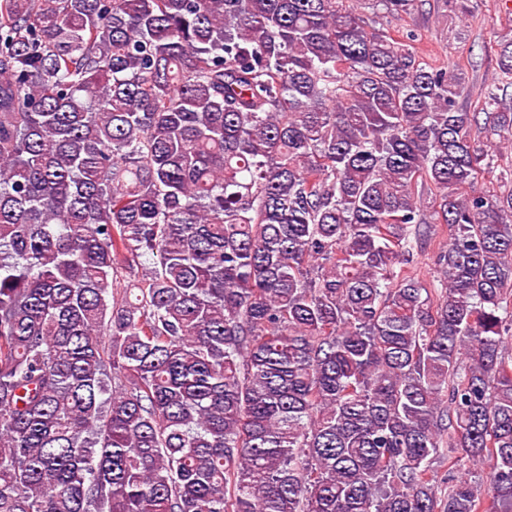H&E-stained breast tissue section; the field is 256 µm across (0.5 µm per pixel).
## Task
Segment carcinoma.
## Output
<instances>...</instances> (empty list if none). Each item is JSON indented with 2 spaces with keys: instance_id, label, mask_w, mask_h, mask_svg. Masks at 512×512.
<instances>
[{
  "instance_id": "carcinoma-1",
  "label": "carcinoma",
  "mask_w": 512,
  "mask_h": 512,
  "mask_svg": "<svg viewBox=\"0 0 512 512\" xmlns=\"http://www.w3.org/2000/svg\"><path fill=\"white\" fill-rule=\"evenodd\" d=\"M462 90L352 0H0V512H512ZM435 260L434 245H429V243L423 245L416 260V269L420 278L425 280L437 279L439 275Z\"/></svg>"
}]
</instances>
